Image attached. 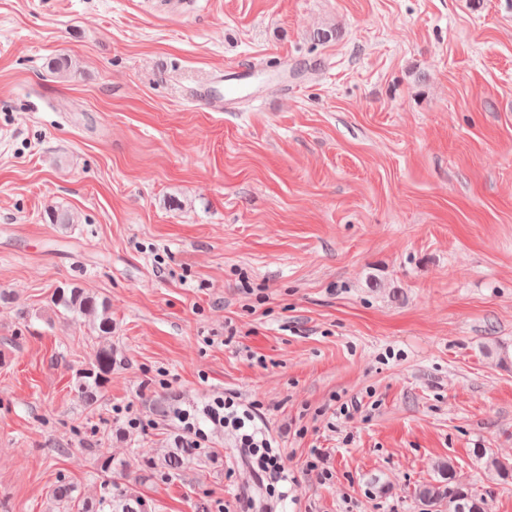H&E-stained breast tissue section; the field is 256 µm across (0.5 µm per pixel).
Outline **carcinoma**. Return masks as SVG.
I'll use <instances>...</instances> for the list:
<instances>
[{
	"mask_svg": "<svg viewBox=\"0 0 512 512\" xmlns=\"http://www.w3.org/2000/svg\"><path fill=\"white\" fill-rule=\"evenodd\" d=\"M54 306L62 308L77 319L92 324L102 337L112 335V318L109 315L107 300L78 286L57 289L51 298ZM112 347L102 346L95 354L92 368L79 376L78 391L88 405L98 401V394L112 375ZM440 478L434 483L420 484L415 496L427 507V512H489L487 498L478 496L468 488L457 483L451 462H443L438 467ZM100 472L110 483L126 476V466L112 467V457L100 460ZM53 498L65 509L76 506L73 489L62 483L53 491ZM78 507V506H76ZM78 512H144L143 504L138 500L102 495L96 508L83 503Z\"/></svg>",
	"mask_w": 512,
	"mask_h": 512,
	"instance_id": "1",
	"label": "carcinoma"
}]
</instances>
